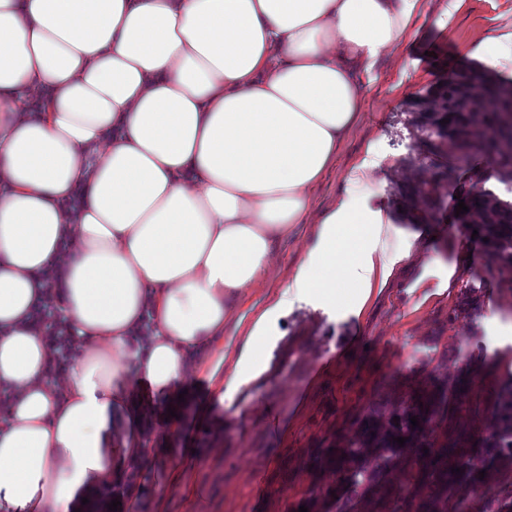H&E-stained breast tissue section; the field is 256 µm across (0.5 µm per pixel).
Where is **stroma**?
<instances>
[{
    "label": "stroma",
    "instance_id": "obj_1",
    "mask_svg": "<svg viewBox=\"0 0 512 512\" xmlns=\"http://www.w3.org/2000/svg\"><path fill=\"white\" fill-rule=\"evenodd\" d=\"M448 0H422L415 35L388 47L363 78V104L341 142L336 163L313 194L310 211L271 262L268 279L239 303L244 325L282 291L306 249L321 209L334 202L350 165L369 139H377L369 191L375 202L397 212L400 189L420 167L409 120L418 104L432 102V88L455 70L478 68L466 55L471 40L496 19L512 22V0H465L449 28L436 20ZM435 61H427V51ZM432 212L436 239L419 246L417 259L400 265L387 288L373 293L363 311L289 295L269 324L266 349L271 368L255 386L225 389L227 403L246 406L217 434L200 428L195 411L209 390L201 373L189 378L187 432L180 451L197 457L196 479L209 512H298L311 496L326 497L342 486L331 449L345 447L369 409L382 415L423 399L437 381L468 375L453 428L472 441L489 437L501 385L512 379V277L488 265L483 243L454 223L457 204L441 193ZM440 254L439 262L429 257ZM483 281L479 313L461 311L465 286ZM321 455L312 465V455Z\"/></svg>",
    "mask_w": 512,
    "mask_h": 512
}]
</instances>
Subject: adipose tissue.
Returning a JSON list of instances; mask_svg holds the SVG:
<instances>
[{
	"instance_id": "obj_1",
	"label": "adipose tissue",
	"mask_w": 512,
	"mask_h": 512,
	"mask_svg": "<svg viewBox=\"0 0 512 512\" xmlns=\"http://www.w3.org/2000/svg\"><path fill=\"white\" fill-rule=\"evenodd\" d=\"M421 14V0H0V512H167L171 487L204 512L170 461L188 370L210 382L206 430H223L244 414L224 388L268 370L289 292L360 310L413 256L419 231L363 191L369 141L228 360L224 326L335 164L362 74ZM466 53L512 77V29ZM48 298L77 345L61 384L33 318Z\"/></svg>"
}]
</instances>
